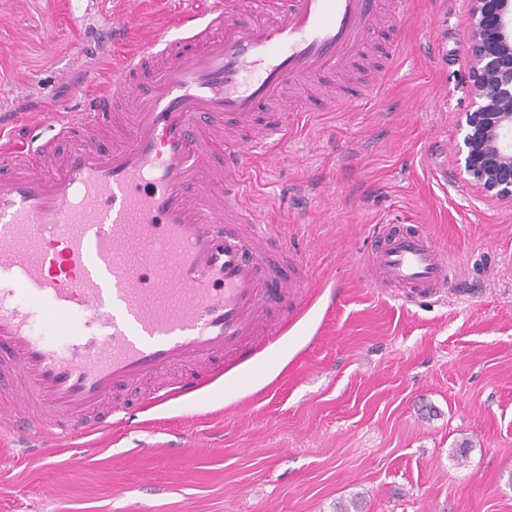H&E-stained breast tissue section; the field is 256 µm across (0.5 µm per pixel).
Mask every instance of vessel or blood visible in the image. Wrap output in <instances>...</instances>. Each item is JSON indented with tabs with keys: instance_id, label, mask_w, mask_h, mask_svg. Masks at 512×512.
<instances>
[{
	"instance_id": "1",
	"label": "vessel or blood",
	"mask_w": 512,
	"mask_h": 512,
	"mask_svg": "<svg viewBox=\"0 0 512 512\" xmlns=\"http://www.w3.org/2000/svg\"><path fill=\"white\" fill-rule=\"evenodd\" d=\"M406 0H216L182 10L180 39L110 63L113 95L79 110L28 114L32 143L0 137V430L57 443L111 432L115 392L169 372L156 402L195 393L249 345L285 325L273 309L309 298L300 265L281 274L277 239L248 201L245 172L267 137L222 138L277 106L272 134L304 111L308 88L354 66L380 16ZM125 129L87 140L106 113ZM74 143L51 167L39 131ZM369 258L378 284L430 297L448 261L421 227L385 229ZM69 344L36 336L34 313Z\"/></svg>"
}]
</instances>
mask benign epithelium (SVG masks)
Returning a JSON list of instances; mask_svg holds the SVG:
<instances>
[{"mask_svg":"<svg viewBox=\"0 0 512 512\" xmlns=\"http://www.w3.org/2000/svg\"><path fill=\"white\" fill-rule=\"evenodd\" d=\"M470 108L458 120L459 174L488 200L512 202V0H466Z\"/></svg>","mask_w":512,"mask_h":512,"instance_id":"1","label":"benign epithelium"}]
</instances>
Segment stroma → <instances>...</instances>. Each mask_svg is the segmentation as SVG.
Masks as SVG:
<instances>
[{"label": "stroma", "mask_w": 512, "mask_h": 512, "mask_svg": "<svg viewBox=\"0 0 512 512\" xmlns=\"http://www.w3.org/2000/svg\"><path fill=\"white\" fill-rule=\"evenodd\" d=\"M113 2L0 0V125L111 95L102 56L177 35L181 8L214 0H133L140 21L116 44ZM466 24L462 0H410L370 35L349 81L362 102L303 113L249 169L252 205L313 291L279 341L132 427L49 449L50 465L1 436L0 512H512V205L455 166ZM383 224L424 227L453 263L437 299L372 282Z\"/></svg>", "instance_id": "obj_1"}]
</instances>
